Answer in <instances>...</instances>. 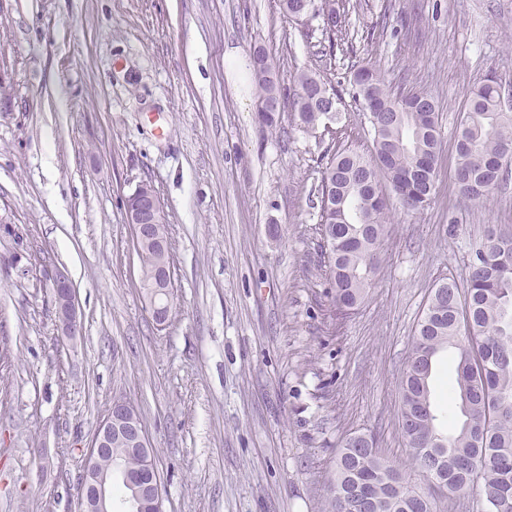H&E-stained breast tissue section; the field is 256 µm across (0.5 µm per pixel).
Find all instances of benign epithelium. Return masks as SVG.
Returning <instances> with one entry per match:
<instances>
[{"label": "benign epithelium", "instance_id": "obj_1", "mask_svg": "<svg viewBox=\"0 0 512 512\" xmlns=\"http://www.w3.org/2000/svg\"><path fill=\"white\" fill-rule=\"evenodd\" d=\"M126 223L132 230L133 246L154 244L164 252L163 237L166 223L161 203L157 196L139 185L126 200ZM152 290L149 306L158 324L165 323L163 300L169 297L170 270L166 257H161L151 273ZM53 301L61 335L74 338L80 335L82 321L79 315L77 292L68 273L57 269L50 277ZM122 442L138 452L142 467L134 472L121 467H107L102 456L108 452L112 442ZM120 479L131 491L127 498L132 512H142L144 503L151 502L154 512L163 510V487L155 463L148 434L135 406L126 398L119 397L112 404L93 434L85 451V466L81 479L80 505L82 512H112L109 495L112 480Z\"/></svg>", "mask_w": 512, "mask_h": 512}]
</instances>
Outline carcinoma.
Listing matches in <instances>:
<instances>
[{
	"mask_svg": "<svg viewBox=\"0 0 512 512\" xmlns=\"http://www.w3.org/2000/svg\"><path fill=\"white\" fill-rule=\"evenodd\" d=\"M284 18H327L329 47L348 37L350 0H280ZM258 102L277 85L250 65ZM291 111L311 131L339 121L342 97L323 76L297 71ZM349 95L366 112L369 153L336 149L321 171L320 235L328 247L332 306L347 316L369 295L380 266L390 217L380 177L403 206L420 211L435 193L441 135L434 100L417 92L396 96L376 65L351 69ZM454 183L467 199L483 203L512 172V106L488 73L466 92L456 136ZM454 353L451 401L459 420L451 429L438 415L431 381L441 353ZM399 428L411 448L410 471L448 494V512H469L460 494L482 490L477 512H512V229L490 228L470 245L466 288L442 281L431 290L403 373ZM331 512H433L429 495L382 455L376 443L344 440L336 454Z\"/></svg>",
	"mask_w": 512,
	"mask_h": 512,
	"instance_id": "1",
	"label": "carcinoma"
}]
</instances>
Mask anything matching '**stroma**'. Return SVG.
<instances>
[{
	"instance_id": "obj_1",
	"label": "stroma",
	"mask_w": 512,
	"mask_h": 512,
	"mask_svg": "<svg viewBox=\"0 0 512 512\" xmlns=\"http://www.w3.org/2000/svg\"><path fill=\"white\" fill-rule=\"evenodd\" d=\"M353 51L278 0H0V512H80L84 452L113 399L137 405L165 512H328L342 440L398 426L410 340L433 286L464 282L471 242L512 227V178L462 197L454 143L469 86L512 94V0H352ZM276 64V129L255 118L250 53ZM373 62L438 105L435 197H389L367 299L334 318L317 230L319 164L370 146L343 81ZM330 74L338 136L296 126L291 73ZM163 206L172 307L140 288L124 201ZM69 274L83 333L62 338L48 275Z\"/></svg>"
}]
</instances>
